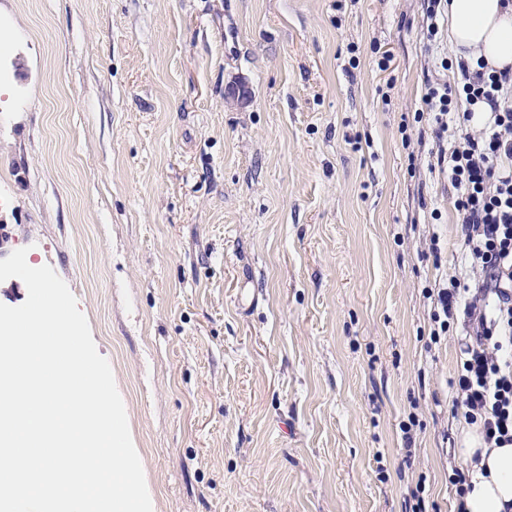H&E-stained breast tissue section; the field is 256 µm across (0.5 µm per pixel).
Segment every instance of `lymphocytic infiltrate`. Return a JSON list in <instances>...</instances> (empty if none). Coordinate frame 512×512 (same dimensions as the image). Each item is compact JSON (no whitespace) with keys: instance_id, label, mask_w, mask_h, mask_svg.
Returning <instances> with one entry per match:
<instances>
[{"instance_id":"f902f5d3","label":"lymphocytic infiltrate","mask_w":512,"mask_h":512,"mask_svg":"<svg viewBox=\"0 0 512 512\" xmlns=\"http://www.w3.org/2000/svg\"><path fill=\"white\" fill-rule=\"evenodd\" d=\"M457 80L425 81L422 103L433 146L429 170L454 191L462 273L427 292L431 341L460 321L462 339L453 405L484 447L512 446V69L484 60H441ZM491 109L473 123L471 105Z\"/></svg>"}]
</instances>
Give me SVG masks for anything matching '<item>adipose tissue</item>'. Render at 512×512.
<instances>
[{
    "label": "adipose tissue",
    "mask_w": 512,
    "mask_h": 512,
    "mask_svg": "<svg viewBox=\"0 0 512 512\" xmlns=\"http://www.w3.org/2000/svg\"><path fill=\"white\" fill-rule=\"evenodd\" d=\"M448 44L455 57L481 58L493 69L512 67V11L501 0H448ZM465 456L480 455L464 497L466 512H504L512 502V447L483 449L466 431Z\"/></svg>",
    "instance_id": "1"
}]
</instances>
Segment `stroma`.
Segmentation results:
<instances>
[{
    "instance_id": "stroma-1",
    "label": "stroma",
    "mask_w": 512,
    "mask_h": 512,
    "mask_svg": "<svg viewBox=\"0 0 512 512\" xmlns=\"http://www.w3.org/2000/svg\"><path fill=\"white\" fill-rule=\"evenodd\" d=\"M422 4L0 0V260L75 296L156 512H458Z\"/></svg>"
}]
</instances>
